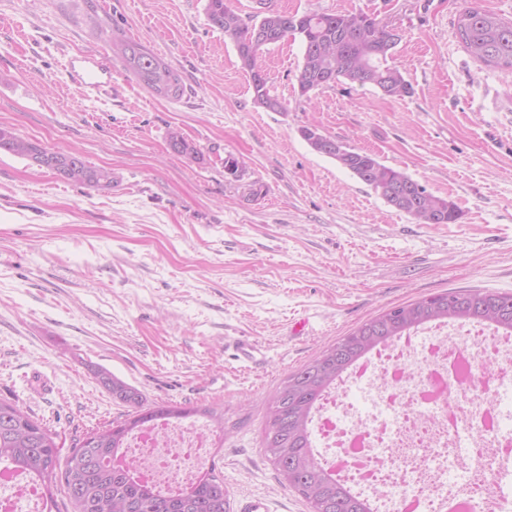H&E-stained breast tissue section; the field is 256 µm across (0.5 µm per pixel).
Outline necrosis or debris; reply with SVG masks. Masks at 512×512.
Listing matches in <instances>:
<instances>
[{
  "label": "necrosis or debris",
  "mask_w": 512,
  "mask_h": 512,
  "mask_svg": "<svg viewBox=\"0 0 512 512\" xmlns=\"http://www.w3.org/2000/svg\"><path fill=\"white\" fill-rule=\"evenodd\" d=\"M475 331L444 324L409 331L354 364L346 378L367 388L364 408L347 401L343 385L328 391L312 417L316 442L357 449L347 463L350 483L382 490L389 508L403 512H512L500 489L512 453V413L501 405L504 377L494 374L502 351L473 349ZM215 442L211 426L174 429L148 425L127 440L147 459L142 478L163 491L190 483ZM0 512H49L39 483L0 467Z\"/></svg>",
  "instance_id": "necrosis-or-debris-1"
}]
</instances>
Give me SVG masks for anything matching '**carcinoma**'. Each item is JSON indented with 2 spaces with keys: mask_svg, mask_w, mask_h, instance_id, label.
<instances>
[{
  "mask_svg": "<svg viewBox=\"0 0 512 512\" xmlns=\"http://www.w3.org/2000/svg\"><path fill=\"white\" fill-rule=\"evenodd\" d=\"M261 0L263 10L246 24L228 6V0H206L209 22L235 46L241 68L249 74L254 101L277 112L285 103L270 93L267 77L258 66L263 47L256 35L271 45L291 36L301 41L302 63L295 76L297 93L343 81L372 86L386 97H403L412 86L394 64L400 38L394 28L374 15L359 13L288 14ZM457 35L465 48L488 66L512 70V21H505L476 3L466 6L457 20ZM112 51L125 70L161 98L175 99L185 92L180 73L150 49L130 38L112 35ZM317 153L334 159L372 188L396 210L418 224H452L460 213L456 205L428 192L405 171L388 167L369 152L344 147L321 135L304 137ZM176 154L197 150L180 133H168ZM18 155L53 171L60 179L95 189H110L112 172L88 164L73 151L46 148L0 126V152ZM483 322L512 333V294L489 291L443 293L392 307L365 321L340 341L290 373L276 389L265 414L263 449L272 462L281 487L310 503L312 512H352L355 495L317 460L310 424L317 402L349 366L382 342L430 322ZM112 397L133 408L122 421L85 434L60 467L57 433L16 404L0 399V465L22 471L38 482L50 510L57 508L54 483L63 482L71 508L66 512H231L224 479L210 467L188 487L163 492L143 482L145 461L127 456L129 435L156 421L179 425L200 416L224 429V413L211 405H147L141 392L112 376L98 372Z\"/></svg>",
  "mask_w": 512,
  "mask_h": 512,
  "instance_id": "obj_1",
  "label": "carcinoma"
}]
</instances>
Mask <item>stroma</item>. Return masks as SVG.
Masks as SVG:
<instances>
[{
  "label": "stroma",
  "instance_id": "stroma-1",
  "mask_svg": "<svg viewBox=\"0 0 512 512\" xmlns=\"http://www.w3.org/2000/svg\"><path fill=\"white\" fill-rule=\"evenodd\" d=\"M291 13L364 12L398 29L403 98L338 83L298 97L302 47L259 59L287 109L257 105L205 0H0V125L110 169L76 186L0 153V399L56 431L62 454L124 418L99 370L148 404L224 411L214 454L231 501L311 512L262 448L288 374L373 316L420 297L512 294V72L455 34L462 0H274ZM124 33L170 63L186 92L154 96L113 56ZM107 59L116 95H89L70 63ZM304 127L374 153L459 208L419 224L301 137ZM179 129L199 158L173 153ZM238 159L239 176L224 169ZM254 343L261 360L237 355Z\"/></svg>",
  "mask_w": 512,
  "mask_h": 512
}]
</instances>
